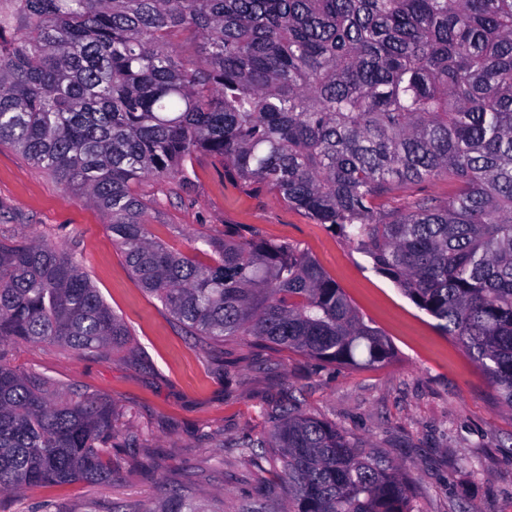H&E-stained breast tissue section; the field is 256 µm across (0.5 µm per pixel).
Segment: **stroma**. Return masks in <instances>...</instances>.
<instances>
[{"label":"stroma","instance_id":"35a3bbf8","mask_svg":"<svg viewBox=\"0 0 512 512\" xmlns=\"http://www.w3.org/2000/svg\"><path fill=\"white\" fill-rule=\"evenodd\" d=\"M185 170L184 187L151 178L139 186L153 201V238L189 254L193 234L220 239L237 225L299 245L391 341V361L335 365L250 339L195 341L131 276L107 215L0 146V239L64 249L132 333L122 350L98 354L8 346L13 366L47 378L53 401L93 394L111 403L113 465L105 481L2 493L0 512H144L187 479L197 500L224 512L271 493L286 507L269 464L248 460L239 444L267 433L269 411L291 401L364 452L409 467L415 512H512V408L463 348L368 257L275 191L234 181L204 152Z\"/></svg>","mask_w":512,"mask_h":512}]
</instances>
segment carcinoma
<instances>
[{
	"label": "carcinoma",
	"instance_id": "cac0c4a2",
	"mask_svg": "<svg viewBox=\"0 0 512 512\" xmlns=\"http://www.w3.org/2000/svg\"><path fill=\"white\" fill-rule=\"evenodd\" d=\"M0 144L112 216L132 275L194 339L388 363L389 339L299 246L201 236L203 264L152 239L135 184L181 185L211 155L353 244L512 408V0H0ZM440 177L448 201L395 206ZM129 336L63 252L0 241V345ZM269 420L240 448L277 449L288 512H413L411 470L295 404ZM111 438V404L54 403L0 350L1 492L107 479ZM144 512L200 509L184 486Z\"/></svg>",
	"mask_w": 512,
	"mask_h": 512
}]
</instances>
